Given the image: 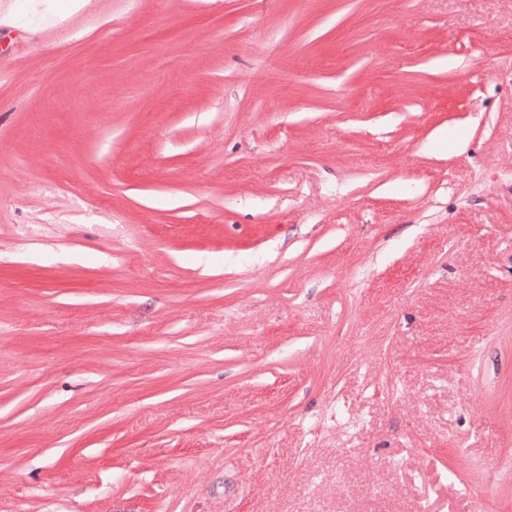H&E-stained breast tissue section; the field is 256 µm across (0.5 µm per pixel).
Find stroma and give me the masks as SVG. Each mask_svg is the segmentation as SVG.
<instances>
[{
  "instance_id": "stroma-1",
  "label": "stroma",
  "mask_w": 512,
  "mask_h": 512,
  "mask_svg": "<svg viewBox=\"0 0 512 512\" xmlns=\"http://www.w3.org/2000/svg\"><path fill=\"white\" fill-rule=\"evenodd\" d=\"M0 512H512V0H0Z\"/></svg>"
}]
</instances>
